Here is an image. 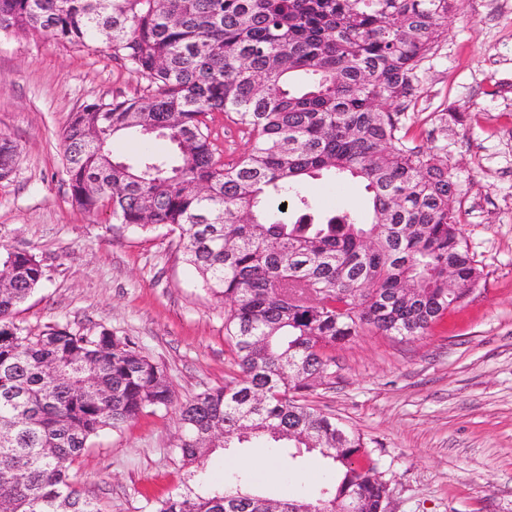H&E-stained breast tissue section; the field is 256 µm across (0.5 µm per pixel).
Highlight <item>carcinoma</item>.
Returning <instances> with one entry per match:
<instances>
[{"mask_svg": "<svg viewBox=\"0 0 512 512\" xmlns=\"http://www.w3.org/2000/svg\"><path fill=\"white\" fill-rule=\"evenodd\" d=\"M451 0H0V33L103 44L142 92L83 105L62 135L72 202L105 204L141 232L177 234L183 259L224 304L238 378L178 409L175 448L194 477L216 448L253 437L318 452L321 496L255 493L276 512H382L387 488L361 434L315 408L328 351L364 330L419 336L459 305L481 271L460 230L448 164L407 146L399 108L443 36ZM248 149L221 161L210 122ZM162 137L172 152L116 158L114 138ZM18 146L0 136V180ZM329 174L364 183L366 204L313 213L301 186ZM277 195L287 209L269 211ZM457 287H448V273ZM0 506L104 512L73 482L91 440L169 408L165 370L128 338L14 320L39 286L36 255L0 256ZM251 473L192 488L155 512H224Z\"/></svg>", "mask_w": 512, "mask_h": 512, "instance_id": "carcinoma-1", "label": "carcinoma"}]
</instances>
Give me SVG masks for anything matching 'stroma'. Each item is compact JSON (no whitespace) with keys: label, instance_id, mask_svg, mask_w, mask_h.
<instances>
[{"label":"stroma","instance_id":"obj_1","mask_svg":"<svg viewBox=\"0 0 512 512\" xmlns=\"http://www.w3.org/2000/svg\"><path fill=\"white\" fill-rule=\"evenodd\" d=\"M402 110L408 146L444 156L462 200L461 227L480 284L443 322L405 338L366 331L332 351L336 376L312 401L361 433L390 489L391 512H512V0H457ZM141 81L95 48L0 35V135L19 156L0 181V248L28 250L45 276L15 319L128 337L162 365L174 406L95 437L72 476L104 512H152L184 490L176 405L238 375L224 307L184 262L175 235L116 223L110 208L72 204L61 133L84 104L134 94ZM319 213L363 202V184L304 185ZM252 468L254 490L319 489L326 460L302 454L296 475L265 441L219 450Z\"/></svg>","mask_w":512,"mask_h":512}]
</instances>
